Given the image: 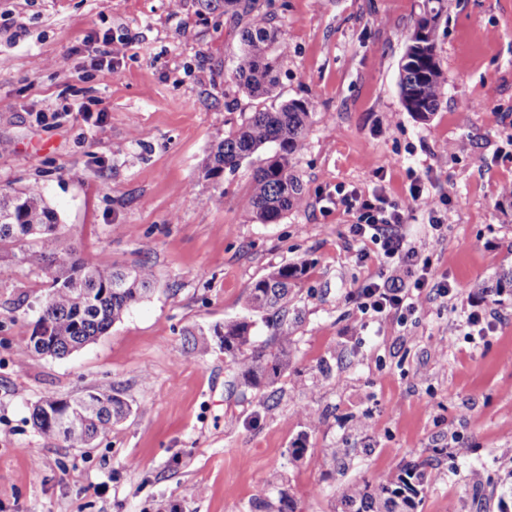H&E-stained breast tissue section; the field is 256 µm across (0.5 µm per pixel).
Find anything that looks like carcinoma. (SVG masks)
Segmentation results:
<instances>
[{
    "label": "carcinoma",
    "mask_w": 512,
    "mask_h": 512,
    "mask_svg": "<svg viewBox=\"0 0 512 512\" xmlns=\"http://www.w3.org/2000/svg\"><path fill=\"white\" fill-rule=\"evenodd\" d=\"M256 2L201 0L207 10L224 7V14L236 23L247 19L240 48L232 59V77L249 96L261 99L271 97L277 86L279 61L288 53V43L267 16L255 12ZM442 2L425 0L400 65L401 105L421 121L438 111L447 84L435 44ZM313 116L310 103L300 99L275 110L256 109L204 158V177L215 179L226 170L233 172L244 160L273 147V154L262 159L254 171L245 206L262 224L280 220L301 199L292 161L306 149ZM16 250L31 268L58 267L38 317V323L46 326L48 339L29 338L31 353L36 355L61 357L95 341L147 297L157 282L153 267L144 262L121 268L105 253L88 262L75 248L64 246L57 212L38 185L22 191L0 189V257ZM302 271L303 267L296 265L271 267L247 289L245 314L214 327L213 333L222 337L221 348L235 369L232 386L239 391L259 390L288 366V346L296 331V319L288 317V303ZM492 290L512 292V265L500 268ZM258 317L270 329V339L261 343L253 335ZM202 335V331L186 333L181 350L184 357L192 358L202 350ZM129 414L130 405L121 390L105 383L76 397L44 396L32 410L31 423L44 435L82 448L107 435ZM425 466L424 460L409 461L394 473L352 486L342 495L341 512H416L427 480Z\"/></svg>",
    "instance_id": "carcinoma-1"
}]
</instances>
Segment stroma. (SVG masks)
<instances>
[{"instance_id":"obj_1","label":"stroma","mask_w":512,"mask_h":512,"mask_svg":"<svg viewBox=\"0 0 512 512\" xmlns=\"http://www.w3.org/2000/svg\"><path fill=\"white\" fill-rule=\"evenodd\" d=\"M423 4L258 0L289 45L261 102L231 75L238 30L198 0H0V188L39 185L85 260L144 261L158 279L94 342L34 356L49 278L0 262V512H257L282 493L293 512H341L352 482L415 459L431 462L418 512H512V294L489 291L512 262V0H445L448 85L426 122L398 87ZM107 38L129 41L117 62ZM294 99L315 112L294 161L302 202L262 224L242 205L258 159L215 181L201 162L250 112ZM415 183L445 197L441 231ZM379 185L431 283L453 289L403 319L363 315L357 292L376 276L411 287L405 267L380 266L352 215L322 206ZM284 264L305 267L300 319L268 411L230 388L219 337L191 359L181 348L242 316L248 287ZM473 310L493 318L488 335L470 336ZM103 383L131 405L108 436L70 448L32 428L44 395ZM337 444L345 462L325 455Z\"/></svg>"}]
</instances>
